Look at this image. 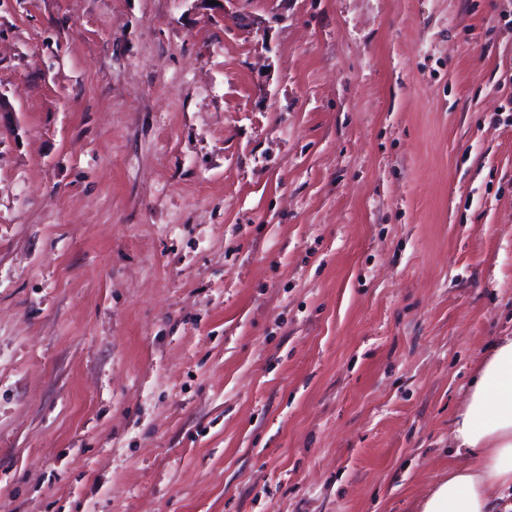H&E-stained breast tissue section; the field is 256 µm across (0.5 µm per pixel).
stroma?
<instances>
[{
    "instance_id": "obj_1",
    "label": "stroma",
    "mask_w": 512,
    "mask_h": 512,
    "mask_svg": "<svg viewBox=\"0 0 512 512\" xmlns=\"http://www.w3.org/2000/svg\"><path fill=\"white\" fill-rule=\"evenodd\" d=\"M512 334V0H0V512H419Z\"/></svg>"
}]
</instances>
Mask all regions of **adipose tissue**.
<instances>
[{
  "label": "adipose tissue",
  "mask_w": 512,
  "mask_h": 512,
  "mask_svg": "<svg viewBox=\"0 0 512 512\" xmlns=\"http://www.w3.org/2000/svg\"><path fill=\"white\" fill-rule=\"evenodd\" d=\"M448 478L421 512H495L512 500V335L497 337L453 421Z\"/></svg>",
  "instance_id": "1"
}]
</instances>
